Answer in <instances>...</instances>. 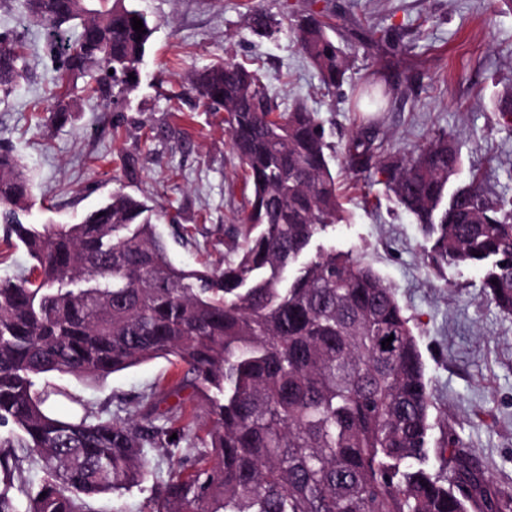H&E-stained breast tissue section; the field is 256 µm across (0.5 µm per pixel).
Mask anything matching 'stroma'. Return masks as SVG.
Here are the masks:
<instances>
[{"label": "stroma", "instance_id": "stroma-1", "mask_svg": "<svg viewBox=\"0 0 512 512\" xmlns=\"http://www.w3.org/2000/svg\"><path fill=\"white\" fill-rule=\"evenodd\" d=\"M125 2L156 26L137 87L109 110L89 91L93 77L75 79L72 118L61 126L49 120L56 72L46 30L25 15L21 0H0V33L29 45L19 79L0 93V139L32 184L26 222L80 223L121 187L147 197L159 212L175 262L222 265L240 240L243 172L223 113L209 111L185 77L227 59L257 69L281 106L301 102L314 112L333 147L347 219L316 242L352 252L395 288L433 391V440L459 437L461 453L493 485L512 487V319L484 298L482 268H430L419 224L379 174L353 171L343 154L362 121L351 109L352 90L378 73L394 86L378 134L386 153L407 155L447 130L462 158L459 182L477 167L494 192L512 199V131L500 126L495 109L497 97L512 88V7L504 0ZM254 7L286 21L322 10L337 43L350 42L356 22L378 45L354 48L347 81L330 92L292 32L271 41L250 32L245 19ZM176 373L158 358L97 382L71 376L63 382L76 399L98 406L134 399Z\"/></svg>", "mask_w": 512, "mask_h": 512}]
</instances>
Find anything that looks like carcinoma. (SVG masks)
Instances as JSON below:
<instances>
[{
	"mask_svg": "<svg viewBox=\"0 0 512 512\" xmlns=\"http://www.w3.org/2000/svg\"><path fill=\"white\" fill-rule=\"evenodd\" d=\"M23 8L50 29L54 122L70 117L75 77L97 72L109 104L136 83L129 75L156 30L141 10L124 0L101 10L85 0H23ZM75 21L72 40L63 26ZM248 24L266 39L283 27L262 9ZM329 29L322 11L291 25L332 89L350 60ZM24 58L23 42L0 34L1 91ZM188 85L224 112L251 190L237 258L222 268L174 264L155 210L121 188L79 224L23 223L30 179L0 142V224L28 256L19 275L0 279V512H95L96 498H119L153 476L154 452L176 458V468L153 484L150 512H512V490L490 486L460 452L448 476L429 466L431 452L458 440L431 447L430 384L395 289L349 252L310 251L344 219L314 113L281 108L256 71L232 60L192 72ZM390 95L377 78L358 88L353 106L383 112ZM496 111L512 129V89ZM373 129L370 119L345 145L350 167L383 176L422 225L432 268L483 267L484 297L512 318V199L478 168L449 189L461 156L448 131L400 159L384 154ZM157 358L184 370L131 408L50 410L76 399L49 374L99 380ZM187 400L208 419L192 452L180 448L190 436L176 426ZM35 461L43 478L34 492Z\"/></svg>",
	"mask_w": 512,
	"mask_h": 512,
	"instance_id": "carcinoma-1",
	"label": "carcinoma"
}]
</instances>
